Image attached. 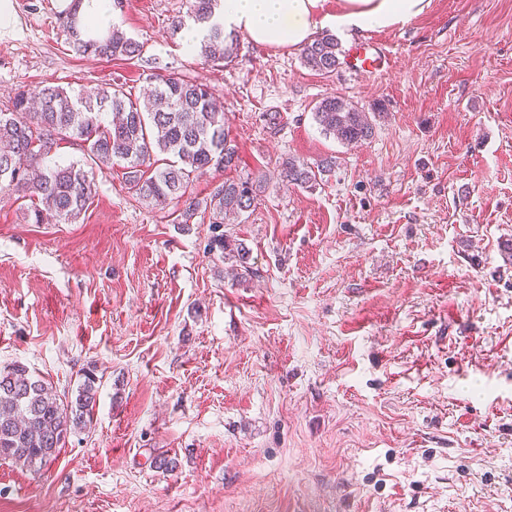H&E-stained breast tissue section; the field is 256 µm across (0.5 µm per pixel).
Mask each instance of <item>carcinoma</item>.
I'll return each instance as SVG.
<instances>
[{
  "label": "carcinoma",
  "instance_id": "cac0c4a2",
  "mask_svg": "<svg viewBox=\"0 0 512 512\" xmlns=\"http://www.w3.org/2000/svg\"><path fill=\"white\" fill-rule=\"evenodd\" d=\"M186 6L172 31L178 32L188 20L203 26L200 56L213 65L224 63L237 49V40L213 21L221 0H186ZM65 17L74 54L121 61L141 58L143 45L121 28L114 26L98 37L81 30L76 14L67 10ZM341 55L339 42L329 33L301 47L304 66L321 75L336 71ZM152 80L153 88L141 99L110 85L92 97L72 95L60 86L16 92L8 111H0V193L29 200L27 217L35 223L48 215L64 221L77 218L95 197L94 180L76 163L45 164L60 145L77 141L100 168L125 163V185L138 198L154 205H180L186 221L200 209L209 212L211 251L223 259L232 248L243 265L246 250L224 237V219L255 206L265 191L266 176L227 178L202 200L188 193L192 182L209 169L237 164V148L225 129L224 105L196 80L171 74ZM313 116L323 134L352 144L372 137L376 113L332 95L317 103ZM332 166L328 159L309 163L288 156L282 159L279 175L295 186L311 187ZM96 392L91 369L83 373L77 395L69 401L22 363L0 368V458L37 471L51 464L70 435L91 423Z\"/></svg>",
  "mask_w": 512,
  "mask_h": 512
}]
</instances>
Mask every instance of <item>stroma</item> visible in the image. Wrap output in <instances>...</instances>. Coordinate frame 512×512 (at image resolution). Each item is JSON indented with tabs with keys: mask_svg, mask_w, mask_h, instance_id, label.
Returning a JSON list of instances; mask_svg holds the SVG:
<instances>
[{
	"mask_svg": "<svg viewBox=\"0 0 512 512\" xmlns=\"http://www.w3.org/2000/svg\"><path fill=\"white\" fill-rule=\"evenodd\" d=\"M9 3L0 109L174 73L223 102L239 155L194 196L268 184L224 227L243 278L210 254L207 213L139 200L121 165L69 222L0 197V367L71 396L99 378L47 469L0 460V512H512V0H430L365 33L388 59L369 77L243 36L205 64L171 32L183 0H112L141 60L79 57L60 0ZM329 95L377 113L372 139L325 137ZM288 156L336 166L290 186Z\"/></svg>",
	"mask_w": 512,
	"mask_h": 512,
	"instance_id": "obj_1",
	"label": "stroma"
}]
</instances>
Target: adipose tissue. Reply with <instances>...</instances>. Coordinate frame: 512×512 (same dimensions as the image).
<instances>
[{
  "mask_svg": "<svg viewBox=\"0 0 512 512\" xmlns=\"http://www.w3.org/2000/svg\"><path fill=\"white\" fill-rule=\"evenodd\" d=\"M429 0H341L335 12L321 0H224L216 14L225 32L244 34L259 47L298 48L319 29L339 35L404 25L421 15Z\"/></svg>",
  "mask_w": 512,
  "mask_h": 512,
  "instance_id": "adipose-tissue-1",
  "label": "adipose tissue"
}]
</instances>
